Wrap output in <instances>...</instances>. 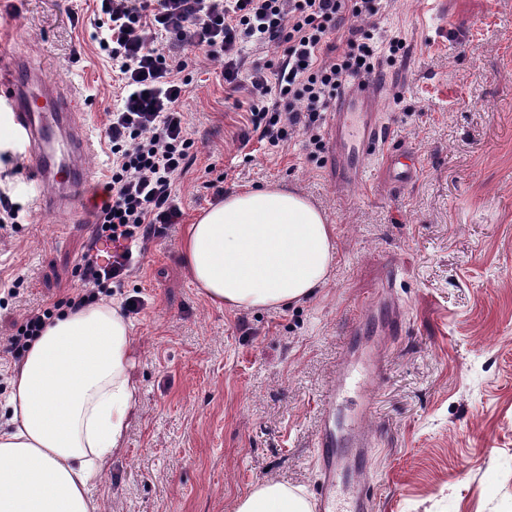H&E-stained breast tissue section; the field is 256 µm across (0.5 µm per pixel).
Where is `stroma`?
<instances>
[{"label": "stroma", "instance_id": "obj_1", "mask_svg": "<svg viewBox=\"0 0 512 512\" xmlns=\"http://www.w3.org/2000/svg\"><path fill=\"white\" fill-rule=\"evenodd\" d=\"M97 19L95 0H0L9 48L79 90L74 109L96 136L90 166L101 181L115 96ZM374 22L378 40L406 41L373 80L393 144L421 161L401 190L381 161L344 188L301 137L274 154L258 142L245 109L250 73L276 66L282 48L246 47L235 92L219 63L184 51L183 113L197 151L177 180L182 223L146 242L110 295L143 300L132 318L139 405L123 448L90 486L101 512H235L267 482L312 495L336 363H363L383 346L387 370L369 414L373 512H512V0H381ZM9 130L0 112V193L21 206L18 224L0 229V346L31 310L77 288L90 238L72 216L37 210L41 184L3 160L16 152ZM218 178L228 192L276 183L325 212L336 262L311 298L230 310L198 293L180 240L214 204L206 184ZM393 273L406 330L390 341L387 307L363 303Z\"/></svg>", "mask_w": 512, "mask_h": 512}]
</instances>
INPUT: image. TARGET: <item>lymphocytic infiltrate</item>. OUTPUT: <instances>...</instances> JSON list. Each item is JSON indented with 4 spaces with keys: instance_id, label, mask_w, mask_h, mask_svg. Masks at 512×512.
Returning <instances> with one entry per match:
<instances>
[{
    "instance_id": "1",
    "label": "lymphocytic infiltrate",
    "mask_w": 512,
    "mask_h": 512,
    "mask_svg": "<svg viewBox=\"0 0 512 512\" xmlns=\"http://www.w3.org/2000/svg\"><path fill=\"white\" fill-rule=\"evenodd\" d=\"M98 47L118 76L117 102L107 113L105 136L112 171L93 213V240L115 243L108 261L87 249L77 261L80 285L72 296L30 313L0 355L21 362L50 320L121 287L132 274L133 250L180 223L175 181L194 156L195 142L180 109L188 95L182 57L165 42L192 47L221 61L222 75L237 88L247 43L282 47L275 80L266 67L251 74L250 114L260 143L284 149L304 137L310 155L324 149L323 117L353 80L378 73L380 50L400 53L403 38L378 47L351 24L374 16L376 0H99Z\"/></svg>"
}]
</instances>
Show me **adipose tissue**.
<instances>
[{
    "instance_id": "obj_1",
    "label": "adipose tissue",
    "mask_w": 512,
    "mask_h": 512,
    "mask_svg": "<svg viewBox=\"0 0 512 512\" xmlns=\"http://www.w3.org/2000/svg\"><path fill=\"white\" fill-rule=\"evenodd\" d=\"M183 263L199 293L232 309L302 302L329 277L333 227L287 188L226 194L189 225ZM132 324L100 301L49 321L15 368L0 426V512H101L90 482L124 443L138 405ZM236 512H311L301 490L266 483Z\"/></svg>"
}]
</instances>
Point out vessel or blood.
Instances as JSON below:
<instances>
[{
    "label": "vessel or blood",
    "mask_w": 512,
    "mask_h": 512,
    "mask_svg": "<svg viewBox=\"0 0 512 512\" xmlns=\"http://www.w3.org/2000/svg\"><path fill=\"white\" fill-rule=\"evenodd\" d=\"M371 88H352L348 109L333 113L328 122L329 141L325 163L356 176L365 171L373 155H381L403 187L415 176L416 166L406 148L388 149L389 134L373 113L359 111L369 102ZM74 94L61 85L47 83L25 56L0 48V105L11 114L12 134L25 150L31 169L47 192L37 205L52 212L75 213L74 187L91 180L87 160L94 141L72 110ZM63 137L65 163H56L50 144ZM385 359L373 354L362 369L340 361L324 395L325 408L317 434V489L314 512H371L375 477L369 461L372 439L366 420Z\"/></svg>",
    "instance_id": "obj_1"
}]
</instances>
